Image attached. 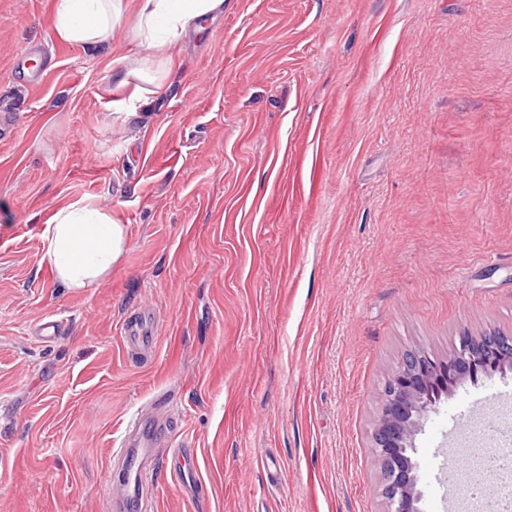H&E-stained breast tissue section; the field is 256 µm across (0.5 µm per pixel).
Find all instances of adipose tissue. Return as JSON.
<instances>
[{
	"label": "adipose tissue",
	"instance_id": "1",
	"mask_svg": "<svg viewBox=\"0 0 512 512\" xmlns=\"http://www.w3.org/2000/svg\"><path fill=\"white\" fill-rule=\"evenodd\" d=\"M134 23H127L128 6ZM224 0H55V30L64 40L90 50L107 45L125 30L131 47L145 51L154 71L112 67L115 88L129 89L127 112H134L147 90H160L181 51L183 38L209 16L222 12ZM40 261L57 282L71 290L98 287L111 273L127 245L126 227L111 212L88 199L55 211L40 232Z\"/></svg>",
	"mask_w": 512,
	"mask_h": 512
}]
</instances>
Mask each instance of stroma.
<instances>
[{"instance_id":"35a3bbf8","label":"stroma","mask_w":512,"mask_h":512,"mask_svg":"<svg viewBox=\"0 0 512 512\" xmlns=\"http://www.w3.org/2000/svg\"><path fill=\"white\" fill-rule=\"evenodd\" d=\"M52 0H0V512H111L127 420L168 443L140 512H385L373 431L404 353L512 336V0H224L134 115ZM94 200L128 246L97 288L39 262ZM153 352L127 349L139 308ZM63 320L57 340L40 319ZM512 430V369L457 382L412 455ZM194 446L197 482L165 464Z\"/></svg>"}]
</instances>
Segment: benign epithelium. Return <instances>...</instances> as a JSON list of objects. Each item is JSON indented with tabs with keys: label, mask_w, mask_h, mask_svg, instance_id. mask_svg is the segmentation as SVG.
<instances>
[{
	"label": "benign epithelium",
	"mask_w": 512,
	"mask_h": 512,
	"mask_svg": "<svg viewBox=\"0 0 512 512\" xmlns=\"http://www.w3.org/2000/svg\"><path fill=\"white\" fill-rule=\"evenodd\" d=\"M512 366V336L484 346L473 345L464 336L445 360L437 361L424 352H410L383 390L384 412L375 431V448L381 460L386 512H422L417 489L416 465L410 452L421 419L433 402L423 399V390L447 388L463 378L501 371Z\"/></svg>",
	"instance_id": "benign-epithelium-1"
}]
</instances>
